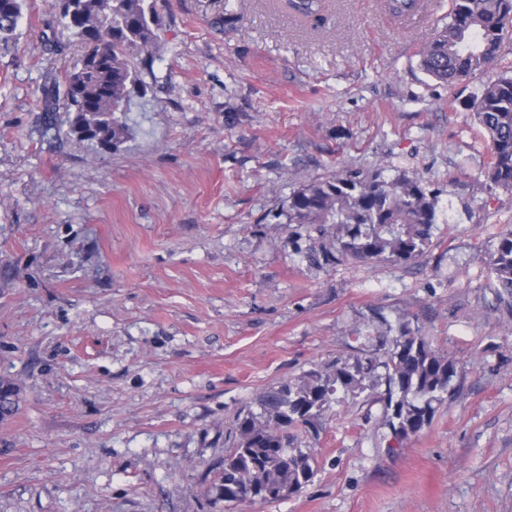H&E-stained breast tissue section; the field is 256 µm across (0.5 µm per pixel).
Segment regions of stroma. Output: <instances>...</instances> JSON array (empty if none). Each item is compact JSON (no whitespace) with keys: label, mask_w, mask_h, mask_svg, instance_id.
<instances>
[{"label":"stroma","mask_w":512,"mask_h":512,"mask_svg":"<svg viewBox=\"0 0 512 512\" xmlns=\"http://www.w3.org/2000/svg\"><path fill=\"white\" fill-rule=\"evenodd\" d=\"M156 0L165 51L101 150L46 96L81 55L49 0L0 50V512H512V314L485 254L512 229L468 107L512 70L447 85L420 50L450 0L397 19L325 0ZM54 39L63 54L45 51ZM439 189L423 256L303 259L301 185L351 169ZM410 325L456 363L429 427L390 447L382 403H333L299 434L316 474L272 502H224L217 464L265 388L373 353ZM323 0H288V9L298 18L317 27L323 20Z\"/></svg>","instance_id":"obj_1"}]
</instances>
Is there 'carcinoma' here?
Listing matches in <instances>:
<instances>
[{"mask_svg":"<svg viewBox=\"0 0 512 512\" xmlns=\"http://www.w3.org/2000/svg\"><path fill=\"white\" fill-rule=\"evenodd\" d=\"M23 2L0 0V42L13 39ZM71 2L73 9L59 15L83 52L65 76L63 103L74 113L69 133L114 150L128 136V102L145 89L133 55L150 62L162 49L154 0H112L110 8L107 0ZM387 6L406 16L419 11L421 0H387ZM323 7V0H288V9L314 27L323 20ZM509 28L512 0H451L448 23L421 51L420 65L446 84L470 78L498 60ZM470 109L490 138L488 180L512 192V73L484 84ZM437 205L436 192L420 174L386 178L380 169H349L294 190L288 223L316 233L305 251L312 261L407 264L428 246ZM487 264L503 301H512V230L495 238ZM456 377L455 362L420 330L405 326L382 353L340 357L272 385L256 398V409L237 414L219 494L228 503H255L279 499L278 488L286 485L301 492L315 476L314 459L295 446L293 431L316 429L339 393L378 391L385 425L403 443L430 426ZM17 410L15 389L0 382V420Z\"/></svg>","mask_w":512,"mask_h":512,"instance_id":"carcinoma-1","label":"carcinoma"}]
</instances>
